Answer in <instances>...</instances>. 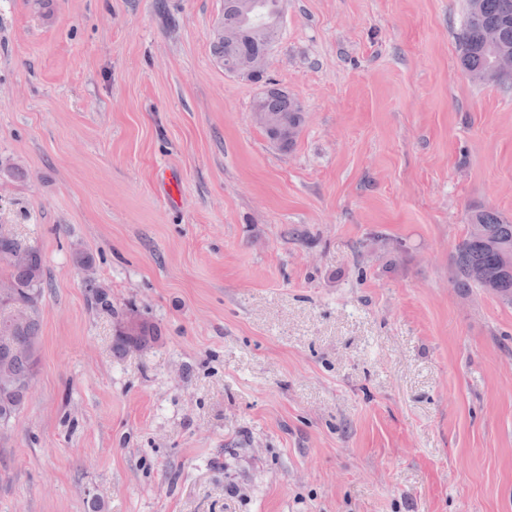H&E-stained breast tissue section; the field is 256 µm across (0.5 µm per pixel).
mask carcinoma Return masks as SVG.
<instances>
[{"label":"carcinoma","mask_w":512,"mask_h":512,"mask_svg":"<svg viewBox=\"0 0 512 512\" xmlns=\"http://www.w3.org/2000/svg\"><path fill=\"white\" fill-rule=\"evenodd\" d=\"M252 8L247 13L229 9L224 12V27L236 28L242 39L234 44L220 38L213 40L217 61L226 69L248 51L272 46L279 35L280 0H250ZM493 31V46H486L483 35ZM459 64L470 81L486 83L485 74L489 59L494 53L512 54V0H468L464 24L457 35ZM262 106L268 112L288 117L296 127H302L304 113L297 107L296 99L274 84L264 83ZM477 225L479 233L466 231L456 246L452 257L453 282L460 291L468 293L474 288L488 292L512 304V220L499 211L477 206L469 211L467 226ZM19 244L16 238L0 239V279L11 278L19 285V294L11 306L0 305V335L13 337L19 348L33 351L30 358H14L8 362V372L19 383L35 375L38 363L40 337L39 299L44 279V261L40 251L29 247L28 269L14 267L8 254ZM158 338L156 328L145 322L138 329L117 338L119 350L135 344H146ZM15 415L24 407L23 394L14 389L6 392L0 388V406Z\"/></svg>","instance_id":"cac0c4a2"}]
</instances>
